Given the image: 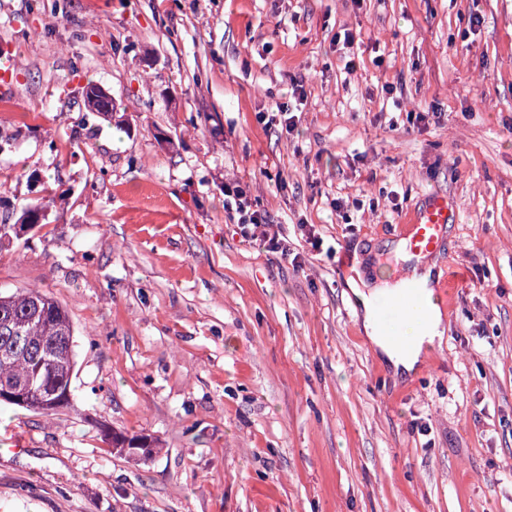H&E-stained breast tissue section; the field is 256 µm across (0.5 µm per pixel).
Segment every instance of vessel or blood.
Returning a JSON list of instances; mask_svg holds the SVG:
<instances>
[{"label": "vessel or blood", "mask_w": 512, "mask_h": 512, "mask_svg": "<svg viewBox=\"0 0 512 512\" xmlns=\"http://www.w3.org/2000/svg\"><path fill=\"white\" fill-rule=\"evenodd\" d=\"M456 220V210L442 194L429 195L421 209L406 215L398 227L406 251L415 257L425 258L441 247L446 229ZM421 284L412 278L405 279L400 295L388 299L377 308L379 322H399L407 315L421 314Z\"/></svg>", "instance_id": "obj_1"}]
</instances>
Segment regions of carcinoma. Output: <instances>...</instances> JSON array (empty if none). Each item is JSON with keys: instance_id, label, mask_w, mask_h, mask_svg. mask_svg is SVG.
I'll list each match as a JSON object with an SVG mask.
<instances>
[{"instance_id": "1", "label": "carcinoma", "mask_w": 512, "mask_h": 512, "mask_svg": "<svg viewBox=\"0 0 512 512\" xmlns=\"http://www.w3.org/2000/svg\"><path fill=\"white\" fill-rule=\"evenodd\" d=\"M83 99L91 111L101 115L114 110L112 101L100 93V87L87 83ZM49 202L43 200L26 207L16 224L0 223V247L35 226L46 216ZM75 326L67 309L38 288L13 293L0 292V385L25 384L31 387L22 403L0 400L44 416L68 406L73 392ZM104 441L116 452L147 460L155 452L156 441L142 435L112 431Z\"/></svg>"}]
</instances>
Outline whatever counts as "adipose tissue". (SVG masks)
<instances>
[{
  "label": "adipose tissue",
  "instance_id": "1",
  "mask_svg": "<svg viewBox=\"0 0 512 512\" xmlns=\"http://www.w3.org/2000/svg\"><path fill=\"white\" fill-rule=\"evenodd\" d=\"M414 277L423 285L425 297L428 301L424 317H409L400 332L402 347H395L388 343L381 334V328L375 318V304L383 297H393L401 290L400 282L387 283L377 288H367L365 282L353 283L352 288L359 295L363 304L364 330L380 349L386 354L394 367L410 371L418 363L424 350L432 346L436 339L441 338L445 331L443 317L437 304L434 303V289L432 283L434 274L431 266H418L413 270Z\"/></svg>",
  "mask_w": 512,
  "mask_h": 512
}]
</instances>
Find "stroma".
Instances as JSON below:
<instances>
[{"mask_svg":"<svg viewBox=\"0 0 512 512\" xmlns=\"http://www.w3.org/2000/svg\"><path fill=\"white\" fill-rule=\"evenodd\" d=\"M44 3L0 0V192L53 199L0 290L67 308L74 396L0 409V512H512V0ZM430 193L461 280L402 376L347 282L412 269L393 227ZM100 87L94 83H87L83 88L82 95L85 103L92 112L105 115L112 113L114 106L103 93H99ZM252 204L248 201L246 193L239 183H225L224 185V210L230 218L235 219V214L239 215L237 224H243L246 229L243 237L248 242L259 241V246H263L267 251L280 252L281 255H288V247L275 234L269 235L262 233L258 235L255 229L268 224L267 217L259 210L251 209ZM246 226H253L254 230H247ZM103 439L112 445L113 449L120 454H125L139 459H150L156 448V441L152 438L142 435H128L122 431L112 429V437L110 438L106 431L102 430ZM146 448V449H144Z\"/></svg>","mask_w":512,"mask_h":512,"instance_id":"1","label":"stroma"}]
</instances>
